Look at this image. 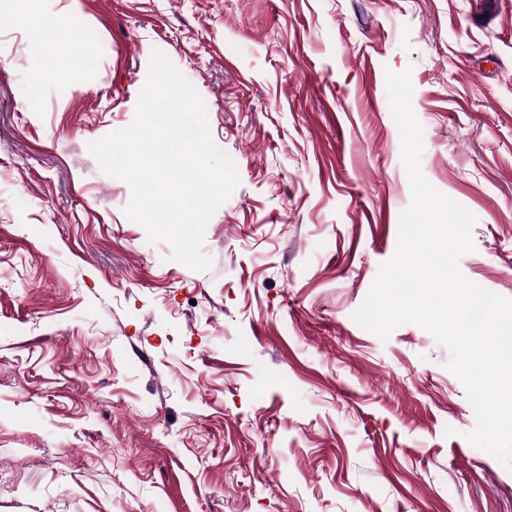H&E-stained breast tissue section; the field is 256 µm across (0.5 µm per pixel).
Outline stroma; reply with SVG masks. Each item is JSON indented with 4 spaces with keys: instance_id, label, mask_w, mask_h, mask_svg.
I'll return each mask as SVG.
<instances>
[{
    "instance_id": "35a3bbf8",
    "label": "stroma",
    "mask_w": 512,
    "mask_h": 512,
    "mask_svg": "<svg viewBox=\"0 0 512 512\" xmlns=\"http://www.w3.org/2000/svg\"><path fill=\"white\" fill-rule=\"evenodd\" d=\"M156 51L240 179L205 272L88 151ZM405 70L460 270L512 299V0H0V512H512L448 349L353 319L412 199Z\"/></svg>"
}]
</instances>
